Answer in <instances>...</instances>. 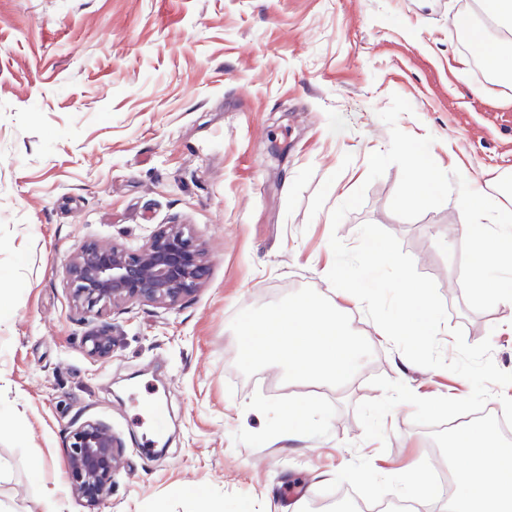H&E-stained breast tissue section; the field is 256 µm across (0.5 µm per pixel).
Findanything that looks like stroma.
<instances>
[{"label":"stroma","instance_id":"stroma-1","mask_svg":"<svg viewBox=\"0 0 512 512\" xmlns=\"http://www.w3.org/2000/svg\"><path fill=\"white\" fill-rule=\"evenodd\" d=\"M472 0H0V460L10 512H84L68 491L64 447L74 420L107 422L125 444L103 512H266L295 500L325 512L337 492L394 499L407 474H377L420 443L446 441L398 405L386 443L367 440L355 407L380 398L375 376L414 393L469 395L455 373L402 365L391 345L341 387L287 383L280 366L235 367L239 309L310 287L331 234L347 246L367 222L395 235L447 308L454 328L490 340L512 372V309L464 284L472 244L454 201L402 219L390 210L400 170L367 182L386 150L378 113L391 95L412 113L398 127L433 136L441 169L512 171V80L478 77L468 34L449 13ZM285 151L281 165L266 153ZM341 193L364 204L332 227ZM160 224H188L210 253L206 285L172 310L75 309L63 280L89 240L142 245ZM110 358L84 345L100 322ZM311 402L302 441L283 442L279 411Z\"/></svg>","mask_w":512,"mask_h":512}]
</instances>
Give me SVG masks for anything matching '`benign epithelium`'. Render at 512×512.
Wrapping results in <instances>:
<instances>
[{
  "instance_id": "benign-epithelium-1",
  "label": "benign epithelium",
  "mask_w": 512,
  "mask_h": 512,
  "mask_svg": "<svg viewBox=\"0 0 512 512\" xmlns=\"http://www.w3.org/2000/svg\"><path fill=\"white\" fill-rule=\"evenodd\" d=\"M209 275L207 248L188 224H161L137 248L85 242L65 267L67 288L79 309H127L150 305L171 309L196 293ZM85 344L91 355L112 354L115 334L103 322ZM66 456L71 494L87 512H101L115 476L123 468L124 443L99 419L69 427Z\"/></svg>"
}]
</instances>
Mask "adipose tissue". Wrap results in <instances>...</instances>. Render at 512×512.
<instances>
[{"mask_svg":"<svg viewBox=\"0 0 512 512\" xmlns=\"http://www.w3.org/2000/svg\"><path fill=\"white\" fill-rule=\"evenodd\" d=\"M486 25L474 24L470 13L453 15L455 26L470 33L488 70L512 71V0H475ZM475 178L466 169L455 171L456 204L463 233L475 244V259L467 283L475 293L490 292L495 302L512 307V280L497 276L505 261H512V175L499 172L487 180L488 190L474 191ZM495 225L487 233V225ZM456 484L450 498L438 496L426 482L421 459L407 462L414 481L403 491L424 512H512V446L485 439L484 432L457 429L443 451Z\"/></svg>","mask_w":512,"mask_h":512,"instance_id":"adipose-tissue-1","label":"adipose tissue"}]
</instances>
